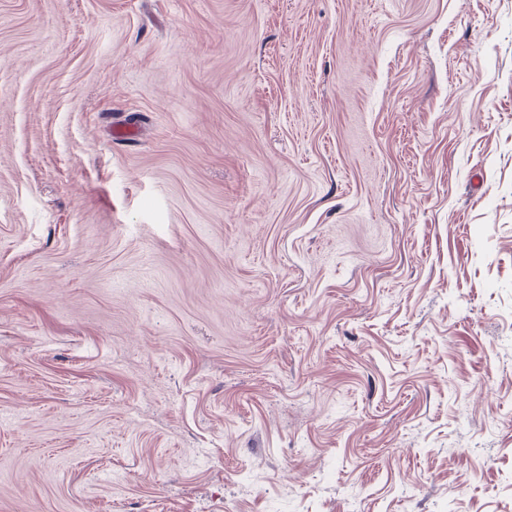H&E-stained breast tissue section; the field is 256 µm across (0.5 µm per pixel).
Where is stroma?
Masks as SVG:
<instances>
[{"label":"stroma","mask_w":512,"mask_h":512,"mask_svg":"<svg viewBox=\"0 0 512 512\" xmlns=\"http://www.w3.org/2000/svg\"><path fill=\"white\" fill-rule=\"evenodd\" d=\"M0 512H512V0H0Z\"/></svg>","instance_id":"obj_1"}]
</instances>
